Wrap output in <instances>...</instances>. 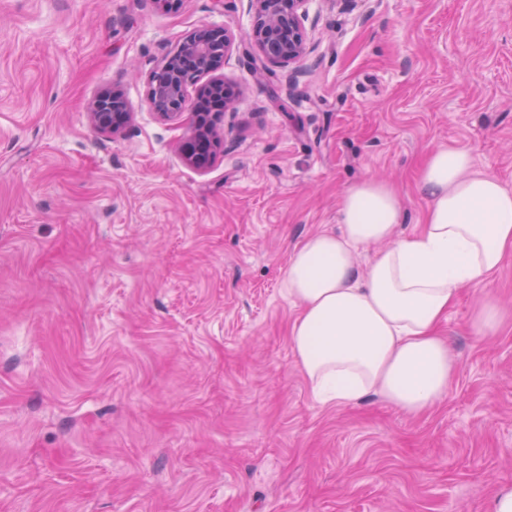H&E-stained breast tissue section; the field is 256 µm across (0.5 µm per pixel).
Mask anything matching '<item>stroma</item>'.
Listing matches in <instances>:
<instances>
[{
  "mask_svg": "<svg viewBox=\"0 0 512 512\" xmlns=\"http://www.w3.org/2000/svg\"><path fill=\"white\" fill-rule=\"evenodd\" d=\"M311 50L262 63L248 0H0V512H489L512 489V257L463 288L447 396L407 414L325 405L288 341L291 252L344 190L428 205L430 149L512 191V0H310ZM203 27L232 33L235 111L209 168L148 78ZM121 89V138L89 101ZM505 309L491 297H484L473 311L471 324L474 332L484 338H492L498 332Z\"/></svg>",
  "mask_w": 512,
  "mask_h": 512,
  "instance_id": "35a3bbf8",
  "label": "stroma"
}]
</instances>
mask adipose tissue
<instances>
[{"mask_svg": "<svg viewBox=\"0 0 512 512\" xmlns=\"http://www.w3.org/2000/svg\"><path fill=\"white\" fill-rule=\"evenodd\" d=\"M419 186L429 206L414 233L396 237L399 193L366 178L343 192L339 231L309 235L282 271L298 304L295 364L322 403L376 394L409 414L431 407L456 372L441 326L462 287L483 284L512 254V191L474 170L469 150L432 148ZM372 243L381 249L360 267L358 250Z\"/></svg>", "mask_w": 512, "mask_h": 512, "instance_id": "adipose-tissue-1", "label": "adipose tissue"}]
</instances>
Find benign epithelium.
Segmentation results:
<instances>
[{
	"instance_id": "7a95c632",
	"label": "benign epithelium",
	"mask_w": 512,
	"mask_h": 512,
	"mask_svg": "<svg viewBox=\"0 0 512 512\" xmlns=\"http://www.w3.org/2000/svg\"><path fill=\"white\" fill-rule=\"evenodd\" d=\"M254 24L247 34L265 62L287 66L310 51L305 22L309 0H249ZM233 38L223 28L205 29L189 35L179 49L167 56L149 76L148 102L162 121H176L184 113L193 116L182 146L184 163L202 169L221 143L217 127L200 111L204 100L224 92V56ZM99 132L119 138L133 120L128 102L119 89L95 99L87 112Z\"/></svg>"
}]
</instances>
